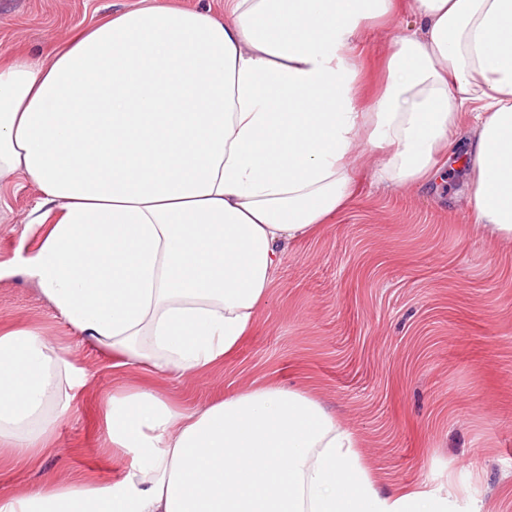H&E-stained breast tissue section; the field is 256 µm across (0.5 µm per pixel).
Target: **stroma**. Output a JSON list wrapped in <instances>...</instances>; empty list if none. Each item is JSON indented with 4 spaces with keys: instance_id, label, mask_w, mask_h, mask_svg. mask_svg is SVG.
I'll list each match as a JSON object with an SVG mask.
<instances>
[{
    "instance_id": "1",
    "label": "stroma",
    "mask_w": 512,
    "mask_h": 512,
    "mask_svg": "<svg viewBox=\"0 0 512 512\" xmlns=\"http://www.w3.org/2000/svg\"><path fill=\"white\" fill-rule=\"evenodd\" d=\"M143 0H0V58L47 52L78 28ZM415 18L408 0L363 30L360 60L381 83L394 40ZM473 174L407 190L357 174L351 204L316 235L288 245L252 329L222 364L149 378L116 369L54 314L22 271L0 279V325L38 326L86 375L51 447L19 461L0 447V494L48 478L112 480L100 425L113 391L155 380L202 408L260 384L305 390L361 440L383 491L467 489L484 512H512V241L474 230L462 211ZM35 185L0 182V263L39 235L25 219Z\"/></svg>"
}]
</instances>
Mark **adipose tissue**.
<instances>
[{
	"instance_id": "obj_1",
	"label": "adipose tissue",
	"mask_w": 512,
	"mask_h": 512,
	"mask_svg": "<svg viewBox=\"0 0 512 512\" xmlns=\"http://www.w3.org/2000/svg\"><path fill=\"white\" fill-rule=\"evenodd\" d=\"M394 0H177L112 13L0 62V180L41 193L18 251L55 314L119 366L198 371L236 350L288 242L349 205L360 143L375 178H432L476 106L465 161L476 229L512 240V0H412L414 31L366 97L357 40ZM83 372L38 327H0V446L38 458ZM111 482L56 479L0 512H483L381 492L355 432L305 391L258 386L199 409L113 392Z\"/></svg>"
}]
</instances>
